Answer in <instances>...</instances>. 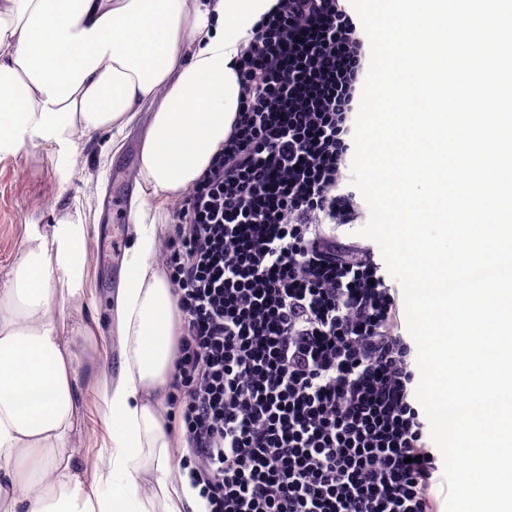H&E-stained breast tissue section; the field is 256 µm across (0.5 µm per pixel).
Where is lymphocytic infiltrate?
Masks as SVG:
<instances>
[{"label":"lymphocytic infiltrate","mask_w":512,"mask_h":512,"mask_svg":"<svg viewBox=\"0 0 512 512\" xmlns=\"http://www.w3.org/2000/svg\"><path fill=\"white\" fill-rule=\"evenodd\" d=\"M370 43L350 0H277L240 108L170 216V410L209 512H441L403 306L347 173ZM363 201H364V199H363ZM364 205H365V208L367 210V221H366V223H367L368 220H369V209H368V206H367L365 201H364ZM365 224H354L353 226H345V227L342 228V234L345 237H347V238H350V239H353V240H358V241L370 244L374 248V251H375V254H376V257H377L378 261L383 263L384 273H385L388 281L391 284L395 285L397 288L400 289L399 290L400 294L403 297L401 286H400L399 282L389 274V272L387 270V266L385 264V261L383 259V256L381 254V251H380V248L378 247V245L374 241H372V240H370L368 238L361 237V236H358V235L355 234Z\"/></svg>","instance_id":"1"}]
</instances>
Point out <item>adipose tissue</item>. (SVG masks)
I'll list each match as a JSON object with an SVG mask.
<instances>
[{
  "label": "adipose tissue",
  "mask_w": 512,
  "mask_h": 512,
  "mask_svg": "<svg viewBox=\"0 0 512 512\" xmlns=\"http://www.w3.org/2000/svg\"><path fill=\"white\" fill-rule=\"evenodd\" d=\"M276 0H0V155L65 154L75 135L122 134L155 110L131 199V246L115 297L116 375L99 373L109 442L93 475L74 451L86 336L57 324L82 295L86 228L30 225L0 283V512H207L161 414L180 314L153 260L161 205L221 148L239 107L233 65Z\"/></svg>",
  "instance_id": "1"
}]
</instances>
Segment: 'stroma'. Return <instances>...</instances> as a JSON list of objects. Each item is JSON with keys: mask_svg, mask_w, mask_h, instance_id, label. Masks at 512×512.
I'll use <instances>...</instances> for the list:
<instances>
[{"mask_svg": "<svg viewBox=\"0 0 512 512\" xmlns=\"http://www.w3.org/2000/svg\"><path fill=\"white\" fill-rule=\"evenodd\" d=\"M143 107L119 137L103 135L83 144L76 156L43 147H30L0 159V278L16 262L31 224L49 226L65 213L67 203L80 201L87 225L84 281L86 295L71 305L62 325L65 335L83 332L109 351L117 365L118 351L112 324V298L123 270V258L112 254V240L128 249L129 217L111 219L103 206L106 192L132 197L138 179L139 153L150 122ZM104 405L91 380H84L75 406L71 446L80 462L94 467L108 440Z\"/></svg>", "mask_w": 512, "mask_h": 512, "instance_id": "stroma-1", "label": "stroma"}]
</instances>
